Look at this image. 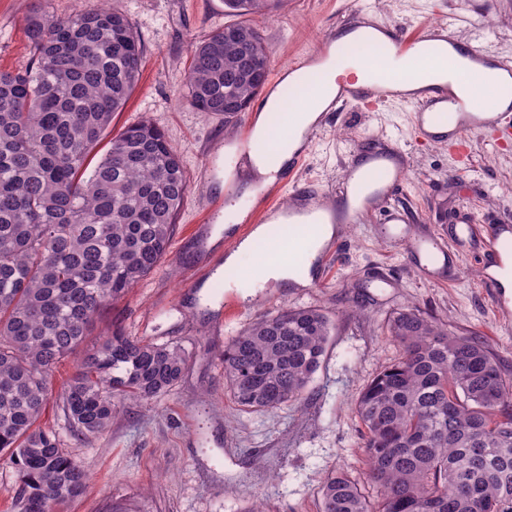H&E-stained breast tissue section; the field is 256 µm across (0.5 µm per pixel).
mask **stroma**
<instances>
[{
	"label": "stroma",
	"instance_id": "stroma-1",
	"mask_svg": "<svg viewBox=\"0 0 512 512\" xmlns=\"http://www.w3.org/2000/svg\"><path fill=\"white\" fill-rule=\"evenodd\" d=\"M124 13L143 46L137 86L113 131L149 118L167 134L190 183L169 255L124 297L108 306L83 344L92 349L112 326L126 335L178 346L187 357L180 382L145 404L125 401L100 435L74 437L64 415L48 404L41 426L55 430L62 448L90 476L85 492L61 512H244L255 500L266 512H318L319 488L331 471L364 479L366 458L354 402L365 385L393 362L398 347L385 332L388 318L410 305L454 332L482 335L512 376V321L502 319L483 282L479 241H448L459 270L432 282L405 243L384 237L379 218L340 227L338 255L314 265L319 284L270 283L240 297V314L222 318L225 286L190 288L189 270L213 275L225 250H197L193 225L223 228L246 215L268 189L265 179L243 178L237 164L238 129L200 111L185 98L191 42L227 23L223 0H110ZM375 23L413 36L448 24L456 39L512 61V0H359ZM76 0H0V71L27 60L25 17L46 9L63 17ZM350 19L348 0H280L255 19L271 50V73L287 70L321 38ZM320 132L306 143L293 187L277 198L288 206L294 188L336 196L356 148L372 139L395 141L409 167L394 207L404 209L415 234L447 233L470 224L512 223V143L484 132L464 134L462 147L424 142L413 128L410 103L348 102L322 113ZM236 195L211 215L226 187ZM317 307L335 323L323 363L301 401L277 410L239 409L224 386L220 355L250 322L280 306Z\"/></svg>",
	"mask_w": 512,
	"mask_h": 512
}]
</instances>
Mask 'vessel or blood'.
<instances>
[{
  "instance_id": "b4317fda",
  "label": "vessel or blood",
  "mask_w": 512,
  "mask_h": 512,
  "mask_svg": "<svg viewBox=\"0 0 512 512\" xmlns=\"http://www.w3.org/2000/svg\"><path fill=\"white\" fill-rule=\"evenodd\" d=\"M384 35L390 43L391 53L398 57L417 58L426 41L433 39L447 44L456 55L479 60L483 67L507 72L509 80L506 86L497 90L502 100L501 107L493 112L475 111L469 99L454 91V84L438 82L426 70L419 71L413 78L406 72L392 70L381 85H360L337 77V101H384L394 97L397 86L415 82L417 91L406 96L413 106L414 125L421 134L436 142L457 140L470 130L486 132L497 129L512 116L511 62L464 47L444 31L433 33L428 39H410L389 28L385 29ZM406 171L405 154L394 145L378 142L354 155L335 204H328L325 192L316 190L301 193L294 206L281 210L274 203L272 194L268 193L262 197L254 220L277 225L281 230L300 224H327L335 216L346 224L362 222L371 215L383 216L388 224H402L406 217L392 206L391 200L403 185ZM483 245L487 267L502 265L504 257L512 258V225H488ZM411 248L422 261L426 276L446 278L451 262L441 238L430 235L412 243Z\"/></svg>"
}]
</instances>
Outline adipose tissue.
Wrapping results in <instances>:
<instances>
[{
  "mask_svg": "<svg viewBox=\"0 0 512 512\" xmlns=\"http://www.w3.org/2000/svg\"><path fill=\"white\" fill-rule=\"evenodd\" d=\"M389 56L386 46H379L375 57L358 54L354 57L338 58L333 63L324 66L321 80L318 84H309L302 71H295L291 75L293 83L298 88L295 100L296 110L305 115L306 123L316 122L323 109L336 94L335 79L337 74L345 73L356 76L359 81L372 85L381 81L386 75L384 67Z\"/></svg>",
  "mask_w": 512,
  "mask_h": 512,
  "instance_id": "obj_1",
  "label": "adipose tissue"
}]
</instances>
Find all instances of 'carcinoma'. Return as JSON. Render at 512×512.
<instances>
[{"mask_svg":"<svg viewBox=\"0 0 512 512\" xmlns=\"http://www.w3.org/2000/svg\"><path fill=\"white\" fill-rule=\"evenodd\" d=\"M86 2L61 18L27 15V61L0 72V456L18 475V512H56L87 488L88 472L38 424L49 378L110 303L165 259L189 192L179 155L151 121L111 135L143 48L125 14ZM271 2L224 0L242 20L191 45L186 96L227 125L267 81L270 49L247 16ZM334 328L322 309L286 305L250 324L221 357L234 402L268 412L302 400ZM386 330L399 356L355 405L379 496L333 471L319 512H512V382L500 359L482 338L412 306ZM185 366L180 348L117 328L78 363L61 410L74 436H96L126 399L167 393Z\"/></svg>","mask_w":512,"mask_h":512,"instance_id":"cac0c4a2","label":"carcinoma"}]
</instances>
